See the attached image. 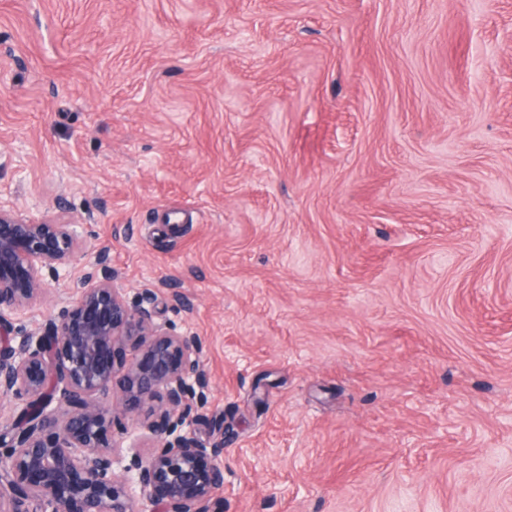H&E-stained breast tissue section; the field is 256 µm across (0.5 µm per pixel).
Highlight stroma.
Listing matches in <instances>:
<instances>
[{
  "label": "stroma",
  "instance_id": "35a3bbf8",
  "mask_svg": "<svg viewBox=\"0 0 512 512\" xmlns=\"http://www.w3.org/2000/svg\"><path fill=\"white\" fill-rule=\"evenodd\" d=\"M0 205L23 331L105 246L201 342L224 512H512V0H0Z\"/></svg>",
  "mask_w": 512,
  "mask_h": 512
}]
</instances>
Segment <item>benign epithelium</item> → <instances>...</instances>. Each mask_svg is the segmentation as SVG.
Segmentation results:
<instances>
[{
  "mask_svg": "<svg viewBox=\"0 0 512 512\" xmlns=\"http://www.w3.org/2000/svg\"><path fill=\"white\" fill-rule=\"evenodd\" d=\"M79 228L0 207V395L17 409L0 427V512H222L224 426L197 436L202 347L153 320L156 291L129 303L101 248L79 297L43 332L15 334L43 271L60 276L85 246ZM115 398L145 413L142 433L108 438Z\"/></svg>",
  "mask_w": 512,
  "mask_h": 512,
  "instance_id": "obj_1",
  "label": "benign epithelium"
}]
</instances>
